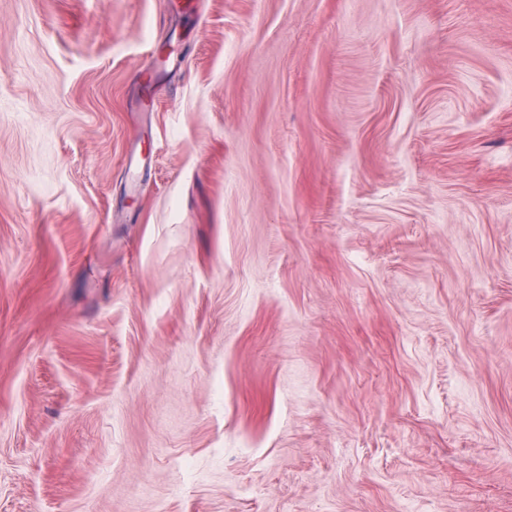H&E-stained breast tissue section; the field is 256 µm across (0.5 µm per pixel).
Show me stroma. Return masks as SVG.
<instances>
[{
    "label": "stroma",
    "instance_id": "obj_1",
    "mask_svg": "<svg viewBox=\"0 0 512 512\" xmlns=\"http://www.w3.org/2000/svg\"><path fill=\"white\" fill-rule=\"evenodd\" d=\"M0 512H512V0H0Z\"/></svg>",
    "mask_w": 512,
    "mask_h": 512
}]
</instances>
